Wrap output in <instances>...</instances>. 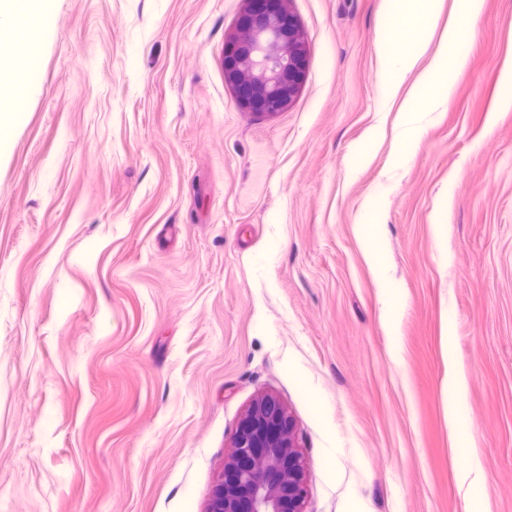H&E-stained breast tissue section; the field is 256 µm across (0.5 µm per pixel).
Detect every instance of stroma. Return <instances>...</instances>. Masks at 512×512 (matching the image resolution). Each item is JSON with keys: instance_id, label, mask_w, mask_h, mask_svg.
Masks as SVG:
<instances>
[{"instance_id": "stroma-1", "label": "stroma", "mask_w": 512, "mask_h": 512, "mask_svg": "<svg viewBox=\"0 0 512 512\" xmlns=\"http://www.w3.org/2000/svg\"><path fill=\"white\" fill-rule=\"evenodd\" d=\"M47 3L50 36L0 25V512H206L265 395L304 512H512V0H439L468 63L416 104L437 47L380 100L383 0H289L308 74L270 116L224 76L245 0ZM422 112H399L397 147L398 152L410 151L420 131V119ZM446 392L448 424L453 431L460 433L463 431L465 424L463 405L464 382L457 378L449 379Z\"/></svg>"}]
</instances>
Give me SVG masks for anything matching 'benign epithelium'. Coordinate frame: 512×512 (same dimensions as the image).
I'll use <instances>...</instances> for the list:
<instances>
[{"label":"benign epithelium","mask_w":512,"mask_h":512,"mask_svg":"<svg viewBox=\"0 0 512 512\" xmlns=\"http://www.w3.org/2000/svg\"><path fill=\"white\" fill-rule=\"evenodd\" d=\"M308 70V50L287 0H246L224 41V75L247 112L288 109ZM208 512H303L306 468L282 403L258 398L241 417Z\"/></svg>","instance_id":"7a95c632"}]
</instances>
